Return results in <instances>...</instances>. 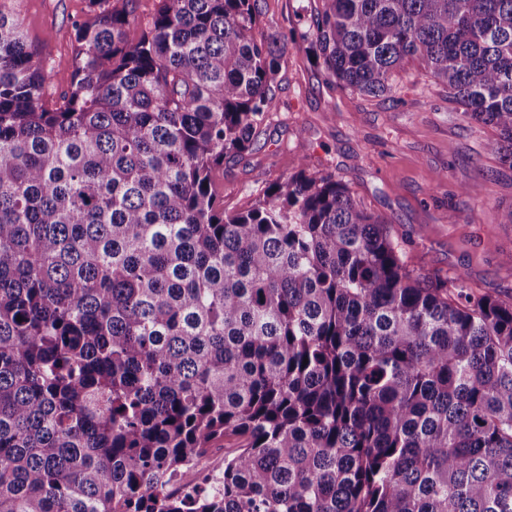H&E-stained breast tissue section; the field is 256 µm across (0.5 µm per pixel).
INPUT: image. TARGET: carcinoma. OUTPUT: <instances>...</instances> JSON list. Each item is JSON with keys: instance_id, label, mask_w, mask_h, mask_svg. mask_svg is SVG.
<instances>
[{"instance_id": "obj_1", "label": "carcinoma", "mask_w": 512, "mask_h": 512, "mask_svg": "<svg viewBox=\"0 0 512 512\" xmlns=\"http://www.w3.org/2000/svg\"><path fill=\"white\" fill-rule=\"evenodd\" d=\"M89 0L46 99L0 9V512H512V301L428 280L333 173L224 212L275 107L258 0ZM324 75L418 59L512 167V0H323ZM226 435L219 488L168 481Z\"/></svg>"}]
</instances>
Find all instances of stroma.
<instances>
[{
    "label": "stroma",
    "mask_w": 512,
    "mask_h": 512,
    "mask_svg": "<svg viewBox=\"0 0 512 512\" xmlns=\"http://www.w3.org/2000/svg\"><path fill=\"white\" fill-rule=\"evenodd\" d=\"M321 0H259L255 38L279 30L292 40L280 61L275 108L252 152L225 160L212 176L227 211H244L263 181L299 170L332 172L368 210L385 217L411 267L430 278L465 273L477 293L512 299V168L488 143L492 127L470 120L419 61L405 62L389 100L368 99L328 82L316 66L307 20ZM18 14L44 63L45 90L69 87L71 27L88 0H0ZM456 223H449V214Z\"/></svg>",
    "instance_id": "1"
}]
</instances>
